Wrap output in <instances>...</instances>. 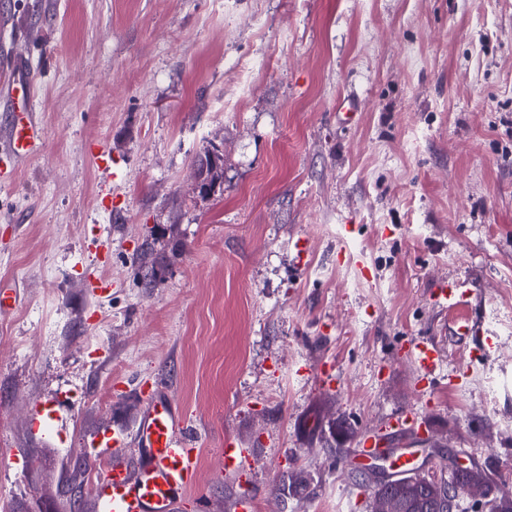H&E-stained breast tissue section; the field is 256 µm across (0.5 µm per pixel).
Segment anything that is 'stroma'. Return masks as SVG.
<instances>
[{
    "label": "stroma",
    "instance_id": "obj_1",
    "mask_svg": "<svg viewBox=\"0 0 512 512\" xmlns=\"http://www.w3.org/2000/svg\"><path fill=\"white\" fill-rule=\"evenodd\" d=\"M16 65L42 141L6 156L0 80V512H97L143 457L83 442L156 385L200 448L176 512H370L355 453L404 414L392 456L512 484V0H0ZM462 282L476 337L437 300ZM410 351L414 364L424 371L435 367L440 356L438 344L429 338H423L414 343Z\"/></svg>",
    "mask_w": 512,
    "mask_h": 512
}]
</instances>
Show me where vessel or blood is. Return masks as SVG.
<instances>
[{"instance_id": "1", "label": "vessel or blood", "mask_w": 512, "mask_h": 512, "mask_svg": "<svg viewBox=\"0 0 512 512\" xmlns=\"http://www.w3.org/2000/svg\"><path fill=\"white\" fill-rule=\"evenodd\" d=\"M16 106L12 112L9 146L13 158L25 157L38 135V128L24 106L35 90V75L19 68L10 81ZM438 344L429 338L414 343L411 358L421 370L436 366ZM140 448L144 463L131 473L121 463L107 468L97 485L99 512H174L180 492L192 488L199 474L200 450L188 431V424L168 397L159 391L144 402L137 430L130 438ZM123 433L104 432L94 442L98 448H120Z\"/></svg>"}]
</instances>
